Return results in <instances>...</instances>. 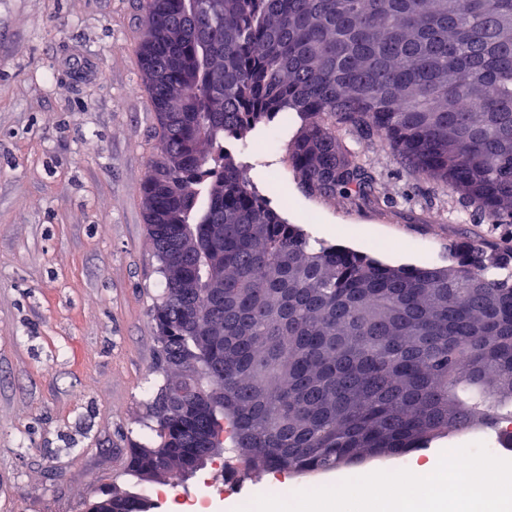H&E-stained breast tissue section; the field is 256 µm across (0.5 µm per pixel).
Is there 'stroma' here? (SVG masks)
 <instances>
[{
    "label": "stroma",
    "mask_w": 512,
    "mask_h": 512,
    "mask_svg": "<svg viewBox=\"0 0 512 512\" xmlns=\"http://www.w3.org/2000/svg\"><path fill=\"white\" fill-rule=\"evenodd\" d=\"M144 29L142 0H0V512H87L112 486L164 490L157 512H174L230 460L237 491L210 493L209 507L227 512L270 479L228 452L175 484L126 473V448L156 439L146 404L164 382L151 318L163 279L140 198L156 144L136 53ZM299 128L272 122L233 146L311 240L418 267L451 264L473 241L512 246V224L412 173L380 137L363 148L368 196L306 193L287 154ZM476 442L512 460L484 426L421 454Z\"/></svg>",
    "instance_id": "35a3bbf8"
}]
</instances>
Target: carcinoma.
Here are the masks:
<instances>
[{
  "mask_svg": "<svg viewBox=\"0 0 512 512\" xmlns=\"http://www.w3.org/2000/svg\"><path fill=\"white\" fill-rule=\"evenodd\" d=\"M155 115L141 184L164 290L158 443L128 475L188 472L202 445L247 468L321 473L402 457L512 418V252L385 265L311 243L247 178L228 138L290 112L301 187L363 196L342 126L512 222V0H144ZM142 497L112 490V512Z\"/></svg>",
  "mask_w": 512,
  "mask_h": 512,
  "instance_id": "cac0c4a2",
  "label": "carcinoma"
}]
</instances>
